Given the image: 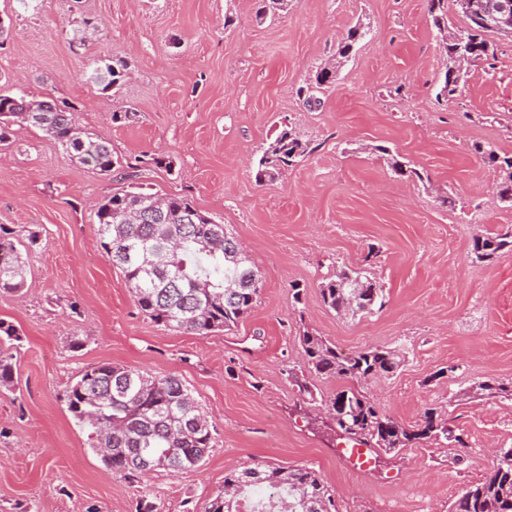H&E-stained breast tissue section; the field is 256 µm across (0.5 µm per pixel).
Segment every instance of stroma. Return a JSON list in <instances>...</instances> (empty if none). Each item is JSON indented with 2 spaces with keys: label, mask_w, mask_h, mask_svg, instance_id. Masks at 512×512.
Wrapping results in <instances>:
<instances>
[{
  "label": "stroma",
  "mask_w": 512,
  "mask_h": 512,
  "mask_svg": "<svg viewBox=\"0 0 512 512\" xmlns=\"http://www.w3.org/2000/svg\"><path fill=\"white\" fill-rule=\"evenodd\" d=\"M256 11L257 0H0L11 23L0 38L7 90L73 105L79 127L109 140L121 162L172 160L170 171L142 167L138 183L189 195L262 273L236 327L200 336L157 326L98 244L97 204L122 182L14 125L0 148V226L35 232L39 244L24 290L0 296V321L20 335L17 386L0 391V512H134L145 489L164 512H184L255 460L314 469L339 512H448L493 449L512 448V401L479 394L482 382L512 379V251L482 263L469 251L475 236L512 226L497 172L472 150L512 152V39H497L493 64L469 67L446 100L437 83L447 58L427 0H288L263 20ZM359 25L367 36L337 62L338 43ZM104 58L128 65L107 92L88 81ZM330 66L337 75L320 106H304L297 88ZM128 107L137 120L113 122ZM285 125L312 151L258 183L260 150ZM383 146L426 182L395 176ZM447 194L455 207L441 204ZM342 267L368 268L385 294L379 314L325 308L320 286ZM307 328L347 355L399 351L395 374L358 390L408 427L444 407L466 448L456 457L442 442L379 450L365 470L340 459L320 423L349 382L316 377L312 396L299 393ZM104 363L187 385L216 428L199 472L158 470L133 484L103 465L66 392Z\"/></svg>",
  "instance_id": "obj_1"
}]
</instances>
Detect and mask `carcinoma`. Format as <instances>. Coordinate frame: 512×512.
I'll return each instance as SVG.
<instances>
[{
	"label": "carcinoma",
	"instance_id": "1",
	"mask_svg": "<svg viewBox=\"0 0 512 512\" xmlns=\"http://www.w3.org/2000/svg\"><path fill=\"white\" fill-rule=\"evenodd\" d=\"M257 18L288 7L287 0H258ZM434 27L445 40L448 61L439 80L437 97L452 99L464 76L462 64L487 62L494 57L495 34L482 29L480 3L483 0H427ZM463 17L467 41L459 43L448 30V6ZM367 35L360 27L348 30L336 50L338 60L346 59ZM126 64L100 60L89 79L106 91L124 77ZM336 72L323 68L314 81L298 88L297 95L309 108L321 105L317 92L332 83ZM0 144L12 136V119L30 112L27 123L56 141L63 152L101 174L132 181L138 166L122 164L110 142L83 132L76 123L74 107L54 99H30L24 94L0 93ZM498 173L496 196L512 208V153L498 152L481 143L473 144ZM377 151L387 156L392 171L401 178L423 182L424 174L398 159L384 146ZM311 152L308 143L285 126L258 158L256 181L272 182ZM149 197L140 185L105 196L97 205L99 245L112 265L130 284L139 310L158 326L173 331L206 335L236 325L257 302L262 276L258 268L241 257L235 237L224 225L197 209L180 194L166 196L160 212L147 211L142 222L123 221L127 201ZM179 248L168 253L169 266L152 268V252L169 241ZM38 244L33 232L20 236L0 227V293H17L26 282L29 255ZM512 251V226L500 232L473 238L470 253L480 261ZM323 304L334 312L370 317L384 307L382 289L368 276L343 270L321 286ZM305 367L317 377H339L361 381L375 375H392L403 363L398 351L364 348L348 356L335 344L306 329L300 336ZM13 354L0 349V389L16 386ZM489 398L512 400V380L487 381L480 386ZM68 410L88 431L90 448H108L102 463L128 482L143 476L141 462L166 457L161 469L179 476L199 470L213 448L214 427L204 418L201 407L186 385L176 376L156 375L114 364L86 369L67 393ZM328 408L339 416L335 421L339 439L366 444L386 453L399 452L421 441L465 442L455 434L448 419L436 408H428L420 422L407 427L387 416L360 391L347 388L330 399ZM256 488H268L288 502L281 512H334L335 501L328 486L315 470L301 467L253 463L224 476V490L210 500L204 512H243L240 501ZM448 512H512V448L497 450L484 478L467 486L452 502Z\"/></svg>",
	"mask_w": 512,
	"mask_h": 512
}]
</instances>
